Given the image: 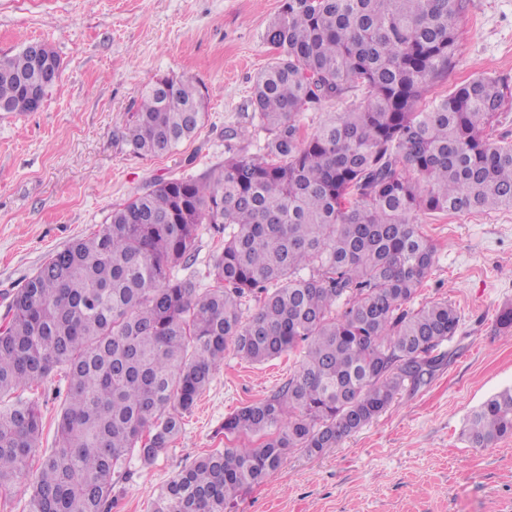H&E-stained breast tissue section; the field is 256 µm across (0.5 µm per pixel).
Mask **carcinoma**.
<instances>
[{
    "mask_svg": "<svg viewBox=\"0 0 512 512\" xmlns=\"http://www.w3.org/2000/svg\"><path fill=\"white\" fill-rule=\"evenodd\" d=\"M463 4L282 0L265 32L279 56L251 97L263 153L155 182L13 297L0 324V495L24 487L22 512H111L130 462L170 447L230 347L301 362L224 417V436L260 443L198 457L152 512H224L291 451L336 447L434 375L460 317L446 301L409 308L435 259L413 216L512 208V143L487 134L512 85L482 74L419 108L452 69ZM351 88L364 108L303 131V109ZM48 89L31 51L0 57V112ZM204 117L201 86L159 78L133 115L132 152L163 155ZM202 224L224 231L207 288L173 275L193 265ZM56 371L68 388L42 448L25 393ZM466 435L473 448L512 437V386L467 415Z\"/></svg>",
    "mask_w": 512,
    "mask_h": 512,
    "instance_id": "carcinoma-1",
    "label": "carcinoma"
}]
</instances>
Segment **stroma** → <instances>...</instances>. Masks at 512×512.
I'll return each mask as SVG.
<instances>
[{
	"instance_id": "obj_1",
	"label": "stroma",
	"mask_w": 512,
	"mask_h": 512,
	"mask_svg": "<svg viewBox=\"0 0 512 512\" xmlns=\"http://www.w3.org/2000/svg\"><path fill=\"white\" fill-rule=\"evenodd\" d=\"M281 0H0V57L27 43L50 45L59 80L39 111L0 112V318L46 257L107 223L114 206L159 179L200 178L227 149L258 155L265 134L252 118L258 73L276 49L264 32ZM458 52L432 95L475 76L512 82V0H467ZM191 79L207 93L194 140L145 158L128 144L145 89L162 77ZM362 91L327 98L300 116L313 132L332 112L361 109ZM235 128L239 138L226 142ZM436 248L412 309L445 300L460 316L446 357L426 384L405 386L376 420L322 455L292 451L265 482L224 512H512V438L470 447L469 412L512 386V336L497 315L512 304V209L415 216ZM295 355L262 364L227 350L180 436L149 467L131 462L112 512H150L157 494L197 457L228 445L220 427L236 408L287 381ZM68 382L39 387L41 445L54 444Z\"/></svg>"
}]
</instances>
